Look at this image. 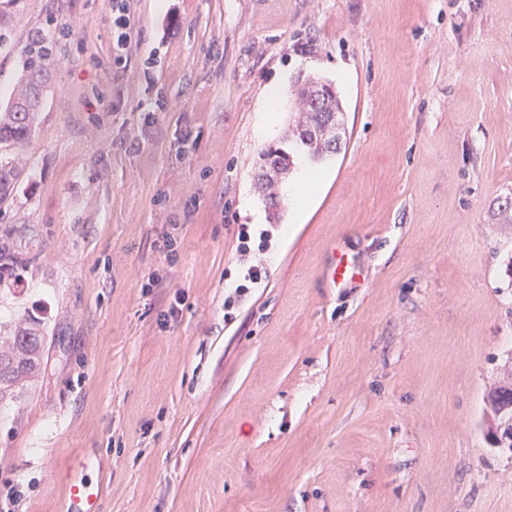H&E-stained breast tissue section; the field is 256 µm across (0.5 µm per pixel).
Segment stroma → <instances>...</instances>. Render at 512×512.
<instances>
[{
  "mask_svg": "<svg viewBox=\"0 0 512 512\" xmlns=\"http://www.w3.org/2000/svg\"><path fill=\"white\" fill-rule=\"evenodd\" d=\"M0 13V103L54 43L0 205V319L50 342L0 402L14 512H60L83 457L101 512H512L487 405L512 366V0H129L123 68L110 0ZM310 78L345 134L297 225L294 175L273 208L255 164ZM262 271L263 268L258 265H250L248 266L246 270V274L244 275V282L245 283H239L237 284L232 295L227 296V298L224 299V307L225 309H230L233 307L234 303L238 298H241L242 296L246 295L249 290V284L256 283L258 280L262 278ZM264 273V271H263Z\"/></svg>",
  "mask_w": 512,
  "mask_h": 512,
  "instance_id": "1",
  "label": "stroma"
}]
</instances>
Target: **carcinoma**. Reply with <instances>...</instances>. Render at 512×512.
<instances>
[{
  "label": "carcinoma",
  "instance_id": "1",
  "mask_svg": "<svg viewBox=\"0 0 512 512\" xmlns=\"http://www.w3.org/2000/svg\"><path fill=\"white\" fill-rule=\"evenodd\" d=\"M26 59L23 64L22 90L25 95L32 81L41 80L45 86L50 77L48 62L52 56L50 42L40 37L25 46ZM313 82L308 81L298 87L296 104L298 120L288 137V150H280L279 163L292 161V153L306 155L317 161L337 153L336 147L321 142L313 132L321 125L322 113L314 111L309 89ZM38 111H20L16 100L0 105V202L13 194L21 171L10 156L13 148L25 145L37 127ZM46 337L40 328H17L0 344V400L14 398L20 394V384L35 376L40 370L45 349ZM489 404L494 416L503 426V431H512V383L499 387L489 395Z\"/></svg>",
  "mask_w": 512,
  "mask_h": 512
}]
</instances>
